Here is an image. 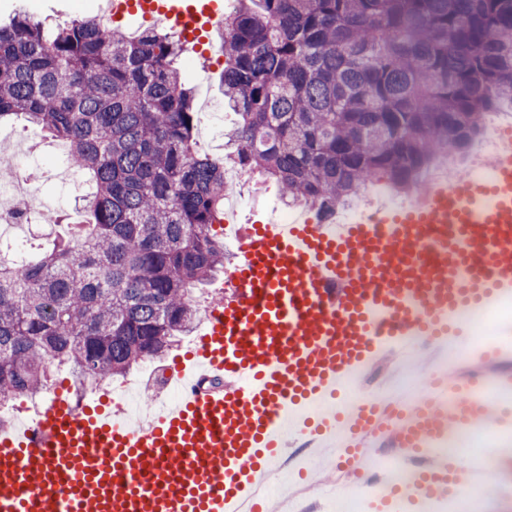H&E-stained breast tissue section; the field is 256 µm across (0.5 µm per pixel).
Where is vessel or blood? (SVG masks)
<instances>
[{
    "label": "vessel or blood",
    "instance_id": "vessel-or-blood-1",
    "mask_svg": "<svg viewBox=\"0 0 512 512\" xmlns=\"http://www.w3.org/2000/svg\"><path fill=\"white\" fill-rule=\"evenodd\" d=\"M104 2L120 17H163L195 50L224 30V0ZM484 166L491 186L452 175L378 218L245 225L231 292L178 368L181 398L131 426L59 395L36 422L1 428L0 512H237L281 452L283 404L332 395L411 331L465 338L448 321L453 305L512 299V145ZM465 420L512 443V417L490 412L479 391L428 413L441 435ZM487 469L469 456L435 461L394 512Z\"/></svg>",
    "mask_w": 512,
    "mask_h": 512
}]
</instances>
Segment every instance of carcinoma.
<instances>
[{
	"mask_svg": "<svg viewBox=\"0 0 512 512\" xmlns=\"http://www.w3.org/2000/svg\"><path fill=\"white\" fill-rule=\"evenodd\" d=\"M171 31L96 18L0 24V122L68 144L88 218L0 259V402L70 366L99 387L193 331L194 290L224 268V163L194 148V94ZM230 160L334 214L384 175L400 191L512 110V0H236L224 14Z\"/></svg>",
	"mask_w": 512,
	"mask_h": 512,
	"instance_id": "1",
	"label": "carcinoma"
}]
</instances>
